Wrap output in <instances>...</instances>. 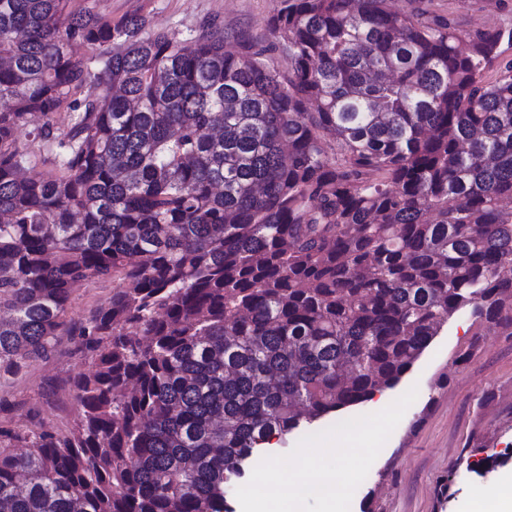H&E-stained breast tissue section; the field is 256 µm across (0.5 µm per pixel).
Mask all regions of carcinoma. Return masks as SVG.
I'll list each match as a JSON object with an SVG mask.
<instances>
[{"mask_svg": "<svg viewBox=\"0 0 512 512\" xmlns=\"http://www.w3.org/2000/svg\"><path fill=\"white\" fill-rule=\"evenodd\" d=\"M71 3L0 0V376L117 287L71 427H0V512H234L258 448L396 385L456 312L512 337V63L483 80L512 32L277 0L231 51ZM114 287L115 284L108 281L87 282L77 288L68 309L69 318L75 321L84 319L93 309L106 305L112 297Z\"/></svg>", "mask_w": 512, "mask_h": 512, "instance_id": "cac0c4a2", "label": "carcinoma"}]
</instances>
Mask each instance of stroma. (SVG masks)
Here are the masks:
<instances>
[{"mask_svg": "<svg viewBox=\"0 0 512 512\" xmlns=\"http://www.w3.org/2000/svg\"><path fill=\"white\" fill-rule=\"evenodd\" d=\"M392 8L419 9L453 21L459 29L511 30L512 0H390ZM97 12L117 19L139 13L146 33L189 36L206 18L224 25L226 43L246 37L262 44L276 0H95ZM478 348L465 364L460 351ZM77 337L63 336L18 376L0 378V426L39 425L67 431L76 416L73 382L89 363ZM415 401L405 411L356 488L349 512H474L500 469L477 473L480 462L512 445V337L479 328L470 311L449 318L413 367L391 388L394 402L410 388Z\"/></svg>", "mask_w": 512, "mask_h": 512, "instance_id": "35a3bbf8", "label": "stroma"}]
</instances>
